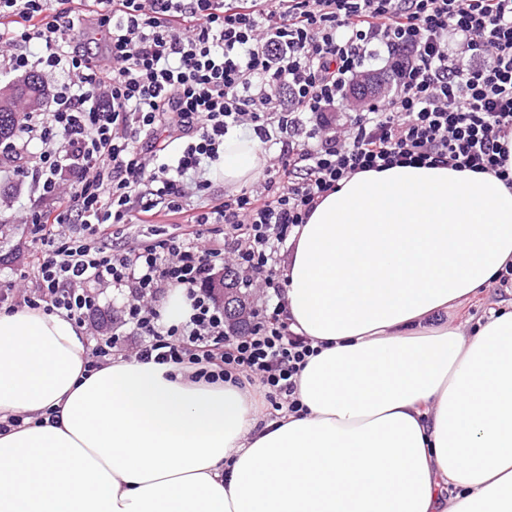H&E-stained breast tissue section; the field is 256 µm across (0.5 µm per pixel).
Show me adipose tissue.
Instances as JSON below:
<instances>
[{
    "instance_id": "1",
    "label": "adipose tissue",
    "mask_w": 512,
    "mask_h": 512,
    "mask_svg": "<svg viewBox=\"0 0 512 512\" xmlns=\"http://www.w3.org/2000/svg\"><path fill=\"white\" fill-rule=\"evenodd\" d=\"M233 132L212 176L261 175ZM512 264V187L447 166L363 171L296 228L286 310L317 347L300 413L116 357L65 315L0 312V512H512V311L449 304Z\"/></svg>"
}]
</instances>
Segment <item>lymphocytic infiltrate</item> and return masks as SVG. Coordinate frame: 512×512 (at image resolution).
I'll return each instance as SVG.
<instances>
[{"mask_svg": "<svg viewBox=\"0 0 512 512\" xmlns=\"http://www.w3.org/2000/svg\"><path fill=\"white\" fill-rule=\"evenodd\" d=\"M382 52L393 92L337 124L336 105ZM0 64L58 80L48 111L21 116V136L43 149L14 169L50 203L21 217L43 246L38 288L1 292L0 306L82 325L99 309L92 284L127 289L96 364L191 365L209 384L259 383L277 411H299L315 349L291 327L276 259L325 195L359 171L404 165L512 186V0H0ZM244 125L280 144L263 187L185 209ZM164 133L177 134L176 156ZM159 204L192 235L109 244L112 227L151 223ZM223 267L277 300L237 333L212 289ZM175 289L189 313L168 325L161 306Z\"/></svg>", "mask_w": 512, "mask_h": 512, "instance_id": "1", "label": "lymphocytic infiltrate"}]
</instances>
